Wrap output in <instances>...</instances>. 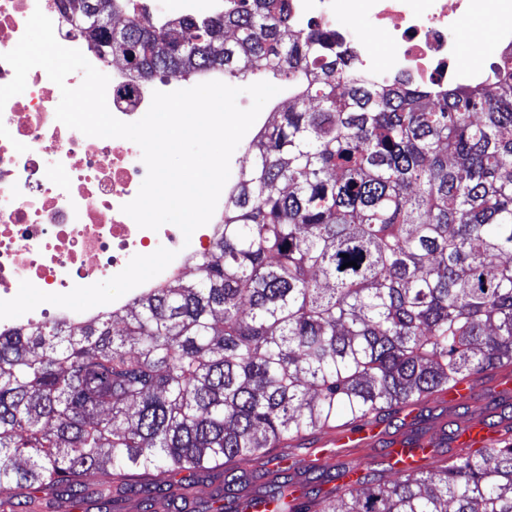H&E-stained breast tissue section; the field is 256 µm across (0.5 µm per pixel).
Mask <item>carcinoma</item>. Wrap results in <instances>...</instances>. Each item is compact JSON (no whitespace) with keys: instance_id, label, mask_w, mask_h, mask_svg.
Segmentation results:
<instances>
[{"instance_id":"carcinoma-1","label":"carcinoma","mask_w":512,"mask_h":512,"mask_svg":"<svg viewBox=\"0 0 512 512\" xmlns=\"http://www.w3.org/2000/svg\"><path fill=\"white\" fill-rule=\"evenodd\" d=\"M132 79L220 72L288 80L294 104L246 146L193 278L121 313L0 334V505L36 493L144 512L190 475L234 473L316 431L360 432L483 372L512 370V59L482 83L370 85L336 35L293 29L288 0H219L201 20L130 17L109 40ZM354 261L357 266L342 268ZM249 485L215 499V512ZM274 480L275 512H512V443L325 494Z\"/></svg>"}]
</instances>
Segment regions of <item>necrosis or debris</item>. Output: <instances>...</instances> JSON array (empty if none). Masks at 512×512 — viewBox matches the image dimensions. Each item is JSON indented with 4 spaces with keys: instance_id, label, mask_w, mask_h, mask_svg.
I'll return each mask as SVG.
<instances>
[{
    "instance_id": "obj_1",
    "label": "necrosis or debris",
    "mask_w": 512,
    "mask_h": 512,
    "mask_svg": "<svg viewBox=\"0 0 512 512\" xmlns=\"http://www.w3.org/2000/svg\"><path fill=\"white\" fill-rule=\"evenodd\" d=\"M350 25L336 38L350 51L364 79L382 83L386 71L373 48L355 34L354 20L367 18L382 35L397 73L427 86L472 84L483 70L467 71L457 56L474 51L476 42L461 44L458 33L474 16L495 13L506 23L498 33L503 52L512 53V0H348ZM150 18L177 19L207 15L212 0H136ZM54 25L57 41L79 49L109 76L106 101L119 120L134 122L148 111L154 91L178 90V81L160 86L134 82L125 63L96 53L72 25L67 0H0V54L12 50L34 10ZM61 99L58 86L40 68L27 76L25 90L0 110L9 138H0V330L18 325L16 288L26 281L43 292L45 304L32 307L27 321L73 322L104 310L124 307L130 299L183 272L193 252L212 240L216 221L192 235L186 247L179 227H138L122 207L137 195L147 169L137 144L122 138L89 137L55 117ZM26 145L17 152L15 143ZM154 260L150 276L137 273L139 264ZM120 283L123 290L98 296L101 282ZM86 296L91 303L72 312L68 300Z\"/></svg>"
}]
</instances>
